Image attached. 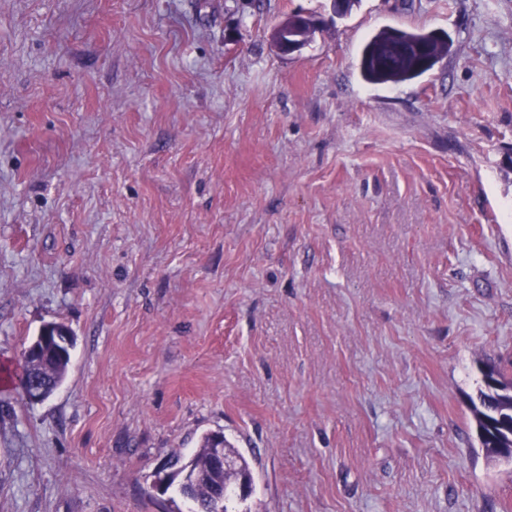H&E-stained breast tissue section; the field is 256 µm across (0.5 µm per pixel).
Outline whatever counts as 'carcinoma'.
Returning a JSON list of instances; mask_svg holds the SVG:
<instances>
[{
    "instance_id": "carcinoma-1",
    "label": "carcinoma",
    "mask_w": 512,
    "mask_h": 512,
    "mask_svg": "<svg viewBox=\"0 0 512 512\" xmlns=\"http://www.w3.org/2000/svg\"><path fill=\"white\" fill-rule=\"evenodd\" d=\"M409 48L423 42L430 46L429 56L438 63L448 55L450 45L446 41L430 39L426 32H416L393 27L383 28L374 34L363 47L360 71L364 80L372 84L403 83L432 70L420 67L421 57L416 53H400L395 43ZM71 353L58 345H47L35 359L22 358L19 364L18 387L24 388L32 378H40L48 392L56 390L65 380ZM485 389L479 392V403L473 406L474 418L479 432H496L504 441L512 438V379H494L484 376ZM216 436L214 432L203 434L199 446L188 458L183 459L175 451L165 462L170 471L168 485L178 483V491L192 502L191 512H233L229 503L237 498L235 485L241 475L252 474L247 457L229 440H224L225 450L237 462V470L222 479L224 500L216 503L211 495V485L204 478L209 456V446Z\"/></svg>"
}]
</instances>
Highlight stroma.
I'll return each instance as SVG.
<instances>
[{
    "mask_svg": "<svg viewBox=\"0 0 512 512\" xmlns=\"http://www.w3.org/2000/svg\"><path fill=\"white\" fill-rule=\"evenodd\" d=\"M325 26L282 55L271 30ZM0 0V512H186L224 431L250 512H512V0ZM448 35L411 81L363 45ZM69 327L67 375L13 371ZM396 32L399 43L412 48L424 42L430 46L427 55L433 63L426 68L420 67L421 57L416 53H400L395 49L396 40L392 37ZM448 41L430 39L428 32H416L393 27L383 28L374 34L363 47L360 58V71L364 80L372 84L403 83L420 77L448 55ZM492 368L500 380L484 374L485 389L479 392V404L473 406L474 418L480 437L482 432L493 434V430L508 442L512 435V379H505L496 367ZM217 435L214 432L204 433L199 440V446L194 453L183 462L179 451H174L170 458L164 463L170 471L168 476V485L166 491L178 482V491L180 495L192 502L190 512H241L231 510L229 503L237 499L243 503L235 492V485L240 475H252V468L247 457L224 436V442L216 441L212 448V466L218 471H227L232 469L235 461L224 454L225 450L232 455L237 462L235 473L228 474L221 481L224 484V500L217 504L211 495V485L203 477L206 472V466L209 456V446ZM174 483V484H173Z\"/></svg>",
    "mask_w": 512,
    "mask_h": 512,
    "instance_id": "obj_1",
    "label": "stroma"
}]
</instances>
